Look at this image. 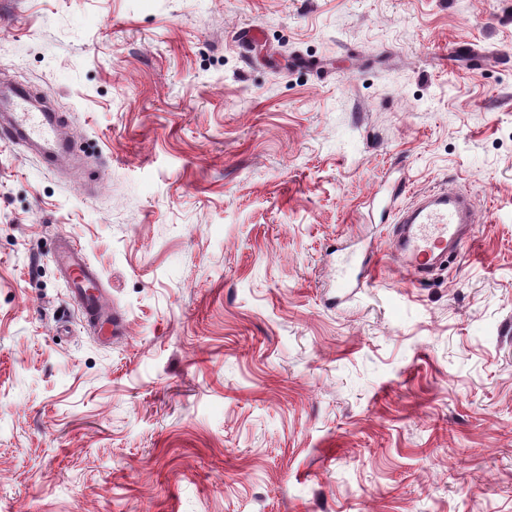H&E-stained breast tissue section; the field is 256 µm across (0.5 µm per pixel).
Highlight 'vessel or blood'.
<instances>
[{
    "label": "vessel or blood",
    "mask_w": 512,
    "mask_h": 512,
    "mask_svg": "<svg viewBox=\"0 0 512 512\" xmlns=\"http://www.w3.org/2000/svg\"><path fill=\"white\" fill-rule=\"evenodd\" d=\"M0 138L22 142L33 155L51 166L57 165L62 155L75 151L74 143L62 137L56 113L30 111L28 91L23 87L15 90L7 112L0 114ZM397 221L400 229L395 253L407 270L418 277L428 274L449 251L464 245L472 235L477 215L469 194L451 187L421 195L399 212ZM55 261L87 325L101 335H123L125 321L104 298L97 274L86 256L65 245ZM375 273V264L364 260L358 273H341L339 286L343 292H350L371 282Z\"/></svg>",
    "instance_id": "obj_1"
}]
</instances>
